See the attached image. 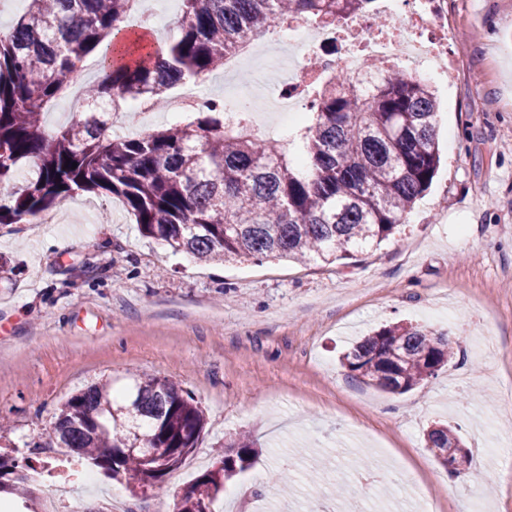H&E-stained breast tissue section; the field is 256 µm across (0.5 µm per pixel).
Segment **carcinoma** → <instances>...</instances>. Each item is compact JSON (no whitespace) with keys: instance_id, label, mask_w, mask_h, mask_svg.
Here are the masks:
<instances>
[{"instance_id":"1","label":"carcinoma","mask_w":512,"mask_h":512,"mask_svg":"<svg viewBox=\"0 0 512 512\" xmlns=\"http://www.w3.org/2000/svg\"><path fill=\"white\" fill-rule=\"evenodd\" d=\"M0 29V224L31 222L83 193L119 199L140 232L199 262L291 259L330 265L389 238L430 188L441 163L434 91L406 71L375 63L368 93L336 72L318 84L311 116L297 136L257 138L240 112L230 121L218 101L167 128L114 137L116 98L157 101L184 79H201L225 58L291 19L332 25L365 14L372 0H182L177 35L150 46L131 40L125 19L134 0H28ZM115 35L119 48L105 39ZM108 70L84 89L85 107L51 130L46 108L89 56ZM75 162L77 167L65 166ZM32 168L20 182L22 166ZM456 355L448 331L395 322L356 341L341 358L348 376L402 394L436 377ZM205 414L176 382L138 374L122 390L96 383L58 409L44 448H65L129 486L164 489L141 449L179 463L191 455ZM462 445L449 427L427 431L440 453ZM217 452L212 468L174 502V512H211L224 483L251 467L257 443L243 435ZM35 467L0 453V494L14 512H31L40 490Z\"/></svg>"}]
</instances>
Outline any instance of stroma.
Here are the masks:
<instances>
[{
	"mask_svg": "<svg viewBox=\"0 0 512 512\" xmlns=\"http://www.w3.org/2000/svg\"><path fill=\"white\" fill-rule=\"evenodd\" d=\"M454 22L463 71L430 81L448 159L392 238L356 259L204 265L144 237L101 195L75 197L50 224L0 226L12 267L0 278L1 449L43 457L34 443L68 397L143 372L178 383L206 414L164 491L136 496L103 478L48 499L50 512H71L75 495L173 512L215 445L244 432L260 455L212 512H318L358 497L365 512H418L426 499L459 512L473 493L512 512V20L503 0H455ZM399 321L458 334V355L402 395L348 377L341 353ZM439 420L468 447L469 475L449 478L427 448Z\"/></svg>",
	"mask_w": 512,
	"mask_h": 512,
	"instance_id": "obj_1",
	"label": "stroma"
}]
</instances>
